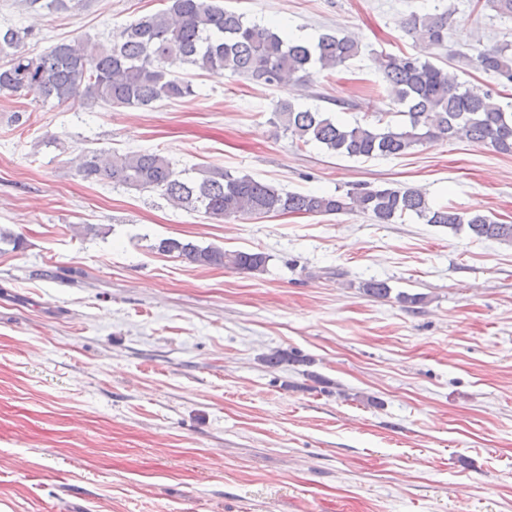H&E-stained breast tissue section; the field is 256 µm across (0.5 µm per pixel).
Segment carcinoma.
Here are the masks:
<instances>
[{"instance_id": "obj_1", "label": "carcinoma", "mask_w": 512, "mask_h": 512, "mask_svg": "<svg viewBox=\"0 0 512 512\" xmlns=\"http://www.w3.org/2000/svg\"><path fill=\"white\" fill-rule=\"evenodd\" d=\"M166 7L125 27L109 43L73 40L53 46L38 57L23 50L34 36L31 27L0 28V93L33 95L57 106L104 102L121 107L148 106L158 100L194 95L191 81L171 76L164 58L180 55L208 72L230 70L264 85L305 81L315 73L332 72L360 52L348 35L325 34L315 42L288 38L270 27L249 23L219 0H165ZM446 11L414 13L402 23L403 32L426 48H441L448 40ZM468 60L483 72L512 84V44L475 48ZM386 91L399 112L401 126L380 118L374 124L345 123L318 108H299L280 101L274 117L300 147L318 144L328 151L357 159L396 157L419 145L440 140H466L512 154V111L494 89L481 88L448 76V71L421 53H381L374 59ZM75 172L87 181L108 180L135 190L158 193L170 204L224 221L268 214L332 215L348 211L369 215L377 224L415 218L425 224L467 229L478 240L512 243V224L487 215L435 204L412 187L358 186L343 194L282 192L247 174L234 175L215 166L177 169L158 152L107 154L87 150L78 155ZM152 249L200 267L232 268L260 273L263 252L226 251L162 238ZM363 292L388 298L392 288L383 280L361 284Z\"/></svg>"}]
</instances>
